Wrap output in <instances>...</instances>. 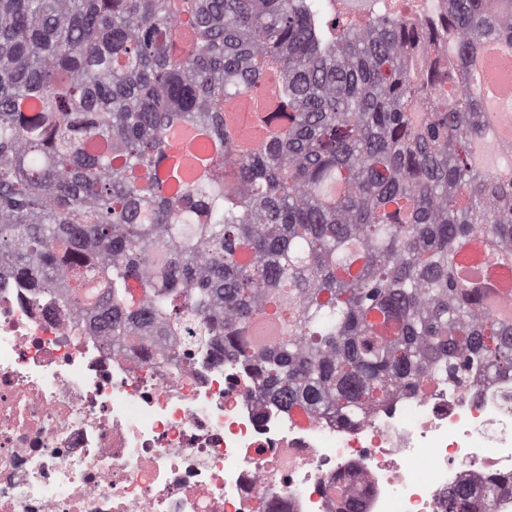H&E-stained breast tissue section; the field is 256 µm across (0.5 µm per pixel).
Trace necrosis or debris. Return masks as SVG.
Here are the masks:
<instances>
[{
  "instance_id": "1",
  "label": "necrosis or debris",
  "mask_w": 512,
  "mask_h": 512,
  "mask_svg": "<svg viewBox=\"0 0 512 512\" xmlns=\"http://www.w3.org/2000/svg\"><path fill=\"white\" fill-rule=\"evenodd\" d=\"M116 352L0 271V512H446L512 479V380L438 381L349 426L260 390L216 345Z\"/></svg>"
}]
</instances>
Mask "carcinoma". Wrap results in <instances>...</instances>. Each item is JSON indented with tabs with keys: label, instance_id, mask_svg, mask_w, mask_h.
Here are the masks:
<instances>
[{
	"label": "carcinoma",
	"instance_id": "1",
	"mask_svg": "<svg viewBox=\"0 0 512 512\" xmlns=\"http://www.w3.org/2000/svg\"><path fill=\"white\" fill-rule=\"evenodd\" d=\"M430 8L0 0V266L99 311L114 344L220 339L278 402L347 424L435 376L511 377L488 269L512 267V149L478 63L512 53V0ZM271 67L246 147L224 103Z\"/></svg>",
	"mask_w": 512,
	"mask_h": 512
}]
</instances>
